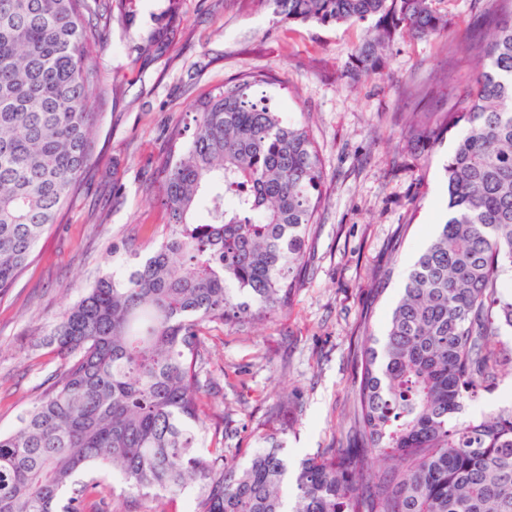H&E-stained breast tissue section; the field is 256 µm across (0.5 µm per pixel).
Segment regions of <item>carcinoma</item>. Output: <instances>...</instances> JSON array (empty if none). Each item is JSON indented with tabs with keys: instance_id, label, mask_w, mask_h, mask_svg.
Wrapping results in <instances>:
<instances>
[{
	"instance_id": "carcinoma-1",
	"label": "carcinoma",
	"mask_w": 512,
	"mask_h": 512,
	"mask_svg": "<svg viewBox=\"0 0 512 512\" xmlns=\"http://www.w3.org/2000/svg\"><path fill=\"white\" fill-rule=\"evenodd\" d=\"M100 2L0 0V291L96 162L112 93L95 64ZM249 2L288 23L375 21L352 55L357 78L382 76L397 36L448 26L432 0ZM493 2L476 78L405 131L432 144L458 133L448 215L384 338L352 349L345 445L302 460L292 502L281 431L246 467L226 464L200 380L205 334L288 308L322 208L309 127L284 122L271 79L251 72L199 99L189 140L163 158L161 244L136 269L102 274L32 344L60 363L0 432V512H105L106 473L143 499L192 484L191 512H512V405L452 421L512 364L498 340L512 332V0Z\"/></svg>"
}]
</instances>
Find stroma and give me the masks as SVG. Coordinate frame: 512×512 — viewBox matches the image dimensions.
<instances>
[{"label":"stroma","mask_w":512,"mask_h":512,"mask_svg":"<svg viewBox=\"0 0 512 512\" xmlns=\"http://www.w3.org/2000/svg\"><path fill=\"white\" fill-rule=\"evenodd\" d=\"M433 7L447 29L398 38L383 54L382 77L359 83L346 70L363 24H288L245 0H124L103 11L96 64L112 101L95 136L97 161L39 241L35 262L0 292V431L18 425L59 363L50 350L32 351L33 340L101 274L132 267L160 242L168 217L157 165L171 131L194 128L196 104L214 88L263 71L284 120L313 130L324 206L288 309L256 328L212 332L201 382L228 463L246 466L277 427L293 464L338 447L353 406L352 345L366 329L384 335L446 209L442 166L455 139L408 143L406 120L447 110L475 78L486 38L478 20L488 0ZM510 404L508 367L465 401L461 416ZM194 494L190 487L173 501L145 500L118 487L108 512H190Z\"/></svg>","instance_id":"1"}]
</instances>
